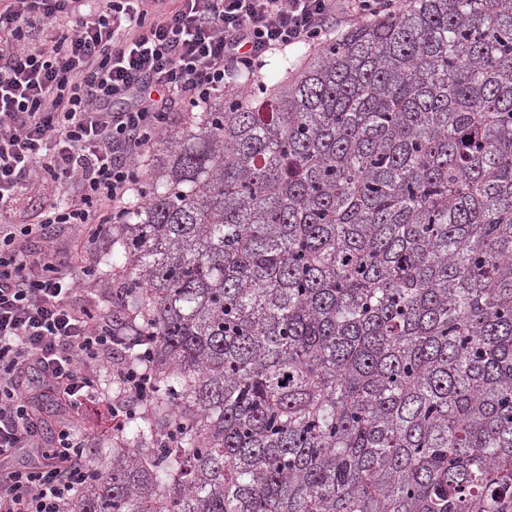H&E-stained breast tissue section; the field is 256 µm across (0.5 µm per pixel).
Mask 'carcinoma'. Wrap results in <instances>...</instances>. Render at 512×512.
<instances>
[{
	"label": "carcinoma",
	"instance_id": "1",
	"mask_svg": "<svg viewBox=\"0 0 512 512\" xmlns=\"http://www.w3.org/2000/svg\"><path fill=\"white\" fill-rule=\"evenodd\" d=\"M157 144L112 310L154 399L69 512H512V0H409Z\"/></svg>",
	"mask_w": 512,
	"mask_h": 512
}]
</instances>
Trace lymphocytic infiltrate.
<instances>
[{
  "mask_svg": "<svg viewBox=\"0 0 512 512\" xmlns=\"http://www.w3.org/2000/svg\"><path fill=\"white\" fill-rule=\"evenodd\" d=\"M396 3L0 0V203L34 179L61 192L38 223L0 225V512H65L91 474L70 423L42 448L21 380L36 373L77 412L102 401L94 369L129 331L72 304L73 269L123 214L136 161L172 112L207 104L274 51L326 36L331 19ZM62 227L68 263L52 246ZM23 448L40 449V462L11 467Z\"/></svg>",
  "mask_w": 512,
  "mask_h": 512,
  "instance_id": "obj_1",
  "label": "lymphocytic infiltrate"
}]
</instances>
